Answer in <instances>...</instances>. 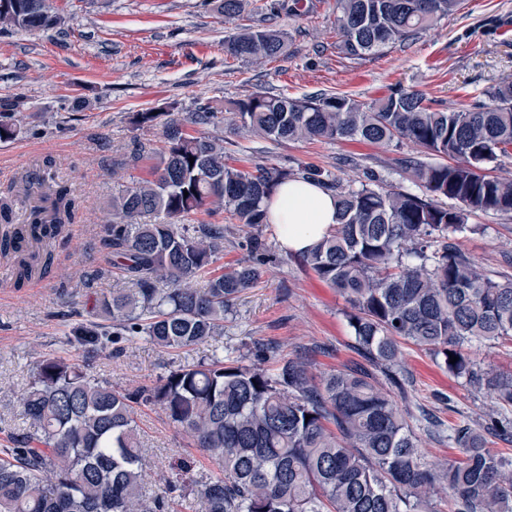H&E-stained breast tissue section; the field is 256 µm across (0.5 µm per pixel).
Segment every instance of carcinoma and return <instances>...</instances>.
Instances as JSON below:
<instances>
[{
  "label": "carcinoma",
  "instance_id": "1",
  "mask_svg": "<svg viewBox=\"0 0 512 512\" xmlns=\"http://www.w3.org/2000/svg\"><path fill=\"white\" fill-rule=\"evenodd\" d=\"M336 48L350 59L409 45L462 0H335ZM298 16L300 0H219L217 11L242 20L256 10ZM64 25L49 0H0V26L45 32ZM256 62L288 54V34L240 25L225 43ZM0 113V142L21 127ZM223 120L274 143L362 140L406 144L399 159L420 189H396L368 176L354 189L314 165L288 169L232 163L224 140L205 129ZM136 130L162 129L149 176L112 196L102 245L131 284L95 299L89 321L71 333L88 353L120 339L175 349L207 343L224 331L235 302L264 275L266 202L290 178L312 180L336 197L337 227L304 255L316 275L350 305L352 348L364 359L316 374L300 353L256 359L214 352L133 391L91 377L69 359L44 354L21 398L26 427L0 448V512H435L448 489L449 512H512V371L474 359V343L512 341V274L489 270L460 239L479 230L477 212L512 213V179L483 174L512 162V79L489 86L448 111L416 90L396 88L364 105L342 94L302 97L258 92L218 109L209 104L179 119L135 112ZM194 161H189V158ZM40 196L17 224L0 201V255L17 287L57 266L55 242L77 219L68 186L41 176L26 182ZM453 201L443 206L439 200ZM223 211L256 231L251 264L216 266L228 229L185 220ZM430 354L493 406L475 420L448 423L460 458L424 461L409 411L401 345ZM459 357L450 363L449 355ZM385 373L396 392L379 385ZM158 406L215 468L159 494L141 459L134 405Z\"/></svg>",
  "mask_w": 512,
  "mask_h": 512
}]
</instances>
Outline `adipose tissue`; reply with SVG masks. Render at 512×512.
Returning <instances> with one entry per match:
<instances>
[{
	"label": "adipose tissue",
	"instance_id": "adipose-tissue-1",
	"mask_svg": "<svg viewBox=\"0 0 512 512\" xmlns=\"http://www.w3.org/2000/svg\"><path fill=\"white\" fill-rule=\"evenodd\" d=\"M284 250L303 253L314 248L337 222L333 194L314 183L294 179L280 184L266 204Z\"/></svg>",
	"mask_w": 512,
	"mask_h": 512
}]
</instances>
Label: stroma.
I'll return each mask as SVG.
<instances>
[{
	"label": "stroma",
	"mask_w": 512,
	"mask_h": 512,
	"mask_svg": "<svg viewBox=\"0 0 512 512\" xmlns=\"http://www.w3.org/2000/svg\"><path fill=\"white\" fill-rule=\"evenodd\" d=\"M56 4L68 13L61 30L0 33V110L23 121L15 140L0 142V197L23 215L32 201L21 192V180L41 172L48 159L50 177L68 183L81 205L78 223L64 228L69 243L59 252L54 276L17 289L0 258V448L9 447L11 435L25 426L19 401L43 354L86 364L89 375L117 390L150 385L170 368L217 350L246 355L262 342L280 344L287 353L313 348L312 361L321 372L356 360L344 298L302 256L285 252L270 224L262 228L269 254L262 282L239 299L223 335L189 349L166 351L136 342L92 356L68 343L72 328L89 320L96 297L128 285L100 249L102 228L113 193L148 175L162 141L160 129H133L129 117L149 110L183 116L210 101L265 91L291 97L346 93L369 103L397 86L453 109L512 77V0H463L456 14L409 46L359 60L336 48L334 0H304L302 15L272 22L289 36L287 57L264 63L225 52L238 23L219 14L213 0ZM78 95L87 107L74 106ZM211 132L246 167L263 161L292 169L310 164L356 187L372 173L385 184L417 190L397 164L399 148L359 141L277 144L226 122ZM137 143L143 157L133 166L127 157ZM469 221L478 230L463 238V249L487 268H503L504 255L512 254V214L477 213ZM402 362L410 378L411 416L427 408L448 422L460 410L473 417L488 410L487 399L414 346H404ZM450 399L456 412L448 410ZM136 421L154 490L174 478L176 458L193 461L198 474L211 469L208 458L157 407L138 405Z\"/></svg>",
	"instance_id": "35a3bbf8"
}]
</instances>
